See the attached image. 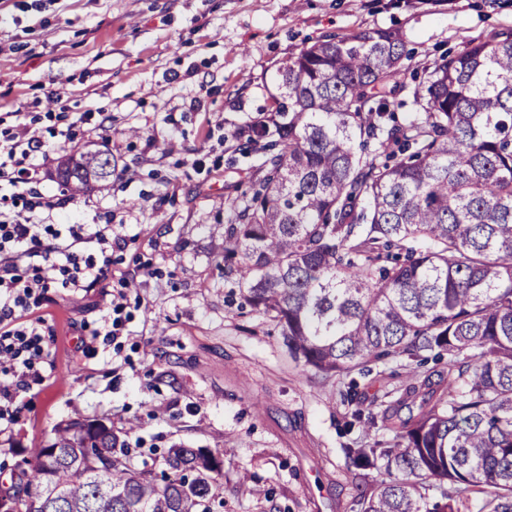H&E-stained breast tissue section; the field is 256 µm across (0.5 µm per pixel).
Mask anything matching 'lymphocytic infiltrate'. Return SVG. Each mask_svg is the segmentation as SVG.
<instances>
[{
  "label": "lymphocytic infiltrate",
  "instance_id": "1",
  "mask_svg": "<svg viewBox=\"0 0 512 512\" xmlns=\"http://www.w3.org/2000/svg\"><path fill=\"white\" fill-rule=\"evenodd\" d=\"M44 143L31 126L19 123L0 129V173L11 171L12 207L33 213L65 206L66 197L37 189L34 157ZM112 227L99 224H30L0 220V434L16 432L15 398L43 381L54 336L46 332L39 312L50 289L90 292L107 279L115 242ZM124 291L106 301L100 324L79 337L74 356L94 344L117 343L125 327Z\"/></svg>",
  "mask_w": 512,
  "mask_h": 512
}]
</instances>
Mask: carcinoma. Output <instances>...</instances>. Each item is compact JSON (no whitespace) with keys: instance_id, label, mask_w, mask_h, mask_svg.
Listing matches in <instances>:
<instances>
[{"instance_id":"obj_1","label":"carcinoma","mask_w":512,"mask_h":512,"mask_svg":"<svg viewBox=\"0 0 512 512\" xmlns=\"http://www.w3.org/2000/svg\"><path fill=\"white\" fill-rule=\"evenodd\" d=\"M392 30L325 37L279 68L270 123L241 150L263 159L225 227L224 277L275 323L303 366L350 378L404 357L447 360L448 387L414 373L396 400L419 411L393 439L345 449L386 478L357 512H512V29L427 64L413 116L390 109L405 72ZM72 196L99 172L76 151L58 172ZM377 416L357 409L348 427ZM126 441L73 420L10 484L11 512H213L222 453L174 448L133 470Z\"/></svg>"}]
</instances>
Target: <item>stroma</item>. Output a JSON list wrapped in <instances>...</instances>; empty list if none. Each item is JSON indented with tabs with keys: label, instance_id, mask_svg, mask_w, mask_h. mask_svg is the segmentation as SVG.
<instances>
[{
	"label": "stroma",
	"instance_id": "35a3bbf8",
	"mask_svg": "<svg viewBox=\"0 0 512 512\" xmlns=\"http://www.w3.org/2000/svg\"><path fill=\"white\" fill-rule=\"evenodd\" d=\"M510 28L512 0H0V115L48 142L60 112L92 113L74 143L112 159L103 186L30 220L112 225L129 314L120 350L76 360L62 339L95 327L86 303L102 296L48 302L53 370L18 398L20 433L0 435V480L58 424L102 420L137 469L220 450L221 512H352L380 475L350 472L344 447L393 434L342 425L358 406L382 413L410 366H382L351 404L346 378L295 361L225 280L230 206L261 162L240 133L269 116L280 65L322 37L397 29L416 66Z\"/></svg>",
	"mask_w": 512,
	"mask_h": 512
}]
</instances>
